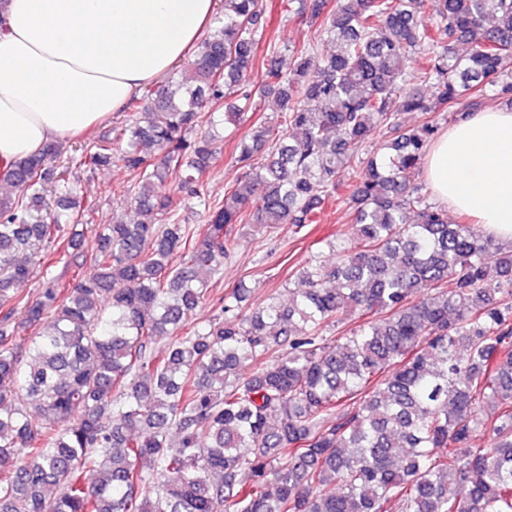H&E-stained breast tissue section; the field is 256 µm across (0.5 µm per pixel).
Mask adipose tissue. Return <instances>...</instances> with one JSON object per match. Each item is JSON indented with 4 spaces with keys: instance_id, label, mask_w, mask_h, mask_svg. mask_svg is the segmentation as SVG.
Wrapping results in <instances>:
<instances>
[{
    "instance_id": "adipose-tissue-1",
    "label": "adipose tissue",
    "mask_w": 512,
    "mask_h": 512,
    "mask_svg": "<svg viewBox=\"0 0 512 512\" xmlns=\"http://www.w3.org/2000/svg\"><path fill=\"white\" fill-rule=\"evenodd\" d=\"M216 0H6L0 7V165L92 128L185 59ZM449 210L512 240V110L472 112L428 150Z\"/></svg>"
}]
</instances>
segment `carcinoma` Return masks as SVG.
Listing matches in <instances>:
<instances>
[{
    "instance_id": "cac0c4a2",
    "label": "carcinoma",
    "mask_w": 512,
    "mask_h": 512,
    "mask_svg": "<svg viewBox=\"0 0 512 512\" xmlns=\"http://www.w3.org/2000/svg\"><path fill=\"white\" fill-rule=\"evenodd\" d=\"M424 2L305 0L336 50L266 70L283 120L238 140L245 184L220 199L209 129L251 109L265 35L260 0H224L191 79L69 158L91 177L119 146L131 173L112 193L137 220L96 225L88 256L76 225L98 206L63 142L0 172V512H512V242L448 223L417 182L428 114L512 94V0H441L434 20ZM379 126L385 151L353 170ZM189 197L200 227L177 219ZM334 197L352 210L334 263L310 259L286 303L251 310L241 284L198 320L240 230L301 229Z\"/></svg>"
}]
</instances>
